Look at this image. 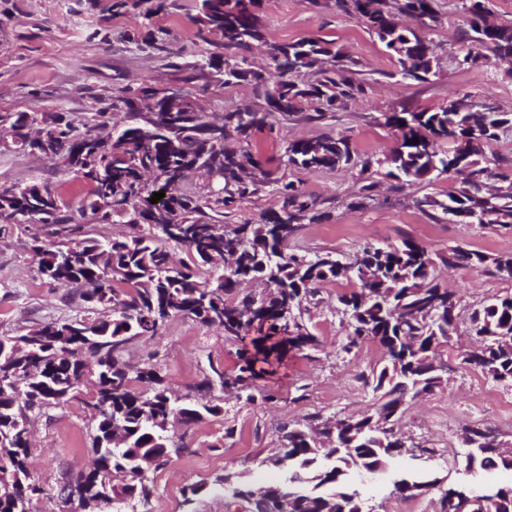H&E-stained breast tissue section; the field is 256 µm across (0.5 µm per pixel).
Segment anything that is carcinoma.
<instances>
[{
    "label": "carcinoma",
    "mask_w": 512,
    "mask_h": 512,
    "mask_svg": "<svg viewBox=\"0 0 512 512\" xmlns=\"http://www.w3.org/2000/svg\"><path fill=\"white\" fill-rule=\"evenodd\" d=\"M112 0V12L141 10L143 30L124 41L169 58L164 29L156 14L167 0ZM196 40L208 46L184 68L222 85L249 83L264 106L235 107L210 115L190 95L167 99L163 88L125 87L112 103L83 119L68 113L0 112V149L32 154L33 142L63 160L66 170L88 187L77 208L50 183H0V235L29 223L38 211L50 238L33 235L24 243L38 276L53 285L74 288L85 303L80 318L37 323L25 332L0 336V512H21L20 490L31 484L30 413L79 399L81 386L93 390L82 403L94 422L93 469L79 475L85 512H100L132 498L153 495L149 472L165 467L173 446L170 432L203 421L221 408L204 399L175 396L155 366L138 367L124 359L134 340L159 335L176 317L219 327L224 339L245 343L232 387L256 397L255 381L292 350L314 351L319 337L309 323L325 284L345 286L336 312L347 331V354L366 341L380 345L386 357L379 371L361 374L365 385L382 395L358 418L311 415L285 424L277 450L262 464L288 471V479L257 492L237 473L215 479L218 489L246 512H364L353 485L356 472L376 469L409 455L428 459L435 449L408 441L397 430L409 399L433 394L448 383V363L440 359L457 332L453 293L441 287L435 262L413 240L399 247L365 245L347 261L333 251L312 256L291 242L305 224L330 220L318 199L308 195L286 171L358 170L359 187L350 206L373 199L377 184L369 171L386 166L402 182L432 184L459 162L469 166L460 186L446 198L426 194L420 208L436 211L439 223L512 224V193L483 189L494 178L512 180V165L489 159L484 148L512 134V113L492 103L486 112L472 109V97L450 96L445 106L404 109L384 115L397 130L384 158L359 156L340 132L298 139L284 148L276 176L249 151L255 132L273 122L301 115L320 122L334 117L366 93L355 63L334 42L304 39L270 41L260 0H195ZM436 0H336V9L357 17L399 64L404 79L424 81L438 57L426 35L402 25L403 15L423 26L436 22ZM465 23L455 37L454 59L484 67L494 59H512V24L490 20L485 0H462ZM265 47L268 66L256 69L242 52ZM175 181V193L150 202L156 182ZM271 190L277 207L257 224H230L226 218L246 201ZM90 224H126L122 238L99 239ZM188 250L190 262H172L170 246ZM451 267L489 273L512 281V253L485 254L455 249L441 258ZM468 332L478 347L462 363L496 381L512 382V292L496 295L468 314ZM228 374L215 366L200 387L224 389ZM470 468L512 471L507 442L481 425L462 428ZM111 496H99L100 481ZM436 488L419 471H403L392 492L408 498ZM496 512H512V484L494 486ZM443 512H485L483 496L462 484L443 492Z\"/></svg>",
    "instance_id": "1"
}]
</instances>
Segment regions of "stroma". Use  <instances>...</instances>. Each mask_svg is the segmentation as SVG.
I'll return each instance as SVG.
<instances>
[{"label":"stroma","mask_w":512,"mask_h":512,"mask_svg":"<svg viewBox=\"0 0 512 512\" xmlns=\"http://www.w3.org/2000/svg\"><path fill=\"white\" fill-rule=\"evenodd\" d=\"M112 0H0V112H97L113 92L148 82L156 86L183 85L205 111L220 112L245 103L262 105L251 85L219 86L204 78H190L188 70L150 51L129 50L123 34L138 29L137 12L112 13ZM439 20L426 35L433 42L439 65L427 81L395 77L394 59L356 18L342 14L333 0H262L261 9L271 41H297L320 36L334 41L344 55L358 63L361 79L369 84L366 96L352 102L334 120L311 122L297 117L279 121L273 130L258 132L252 151L268 170H277L284 147L295 139L316 138L343 132L361 157L378 159L393 147L396 137L384 124L383 115L402 109L433 107L450 95L493 94L503 111L512 112V64L494 63L466 69L450 60L451 40L465 21L462 0H438ZM194 0H175L159 14L158 26L168 29L172 48L183 62L194 60L204 47L196 42ZM305 191L324 200L332 218L322 224L304 225L294 241L297 249L313 252L332 249L342 257L353 256L367 244L401 245L411 239L425 245L432 257L463 247L490 254L512 252V226H481L436 222L416 206L424 194L444 197L458 186L456 174L442 176L430 185L397 188L395 181L375 174L378 189L365 208L349 203L356 190L354 172L344 169L321 172L297 171ZM53 184L64 201L78 204L87 194L85 184L66 172L61 161L30 155L0 154V182ZM32 232L46 236L43 225ZM29 232V233H32ZM29 233L14 232L0 238V336H11L23 327L57 317L82 315L84 303L68 288L45 283L36 273L31 256L22 248ZM442 286L454 292L460 310L504 292L506 283L466 269L438 267ZM337 285L322 288V302L314 309L311 329L321 341L315 355L296 351L284 358L276 375L264 381L278 391V400L247 404L235 396L211 391L209 398L221 411L197 425L177 431L179 454L153 473V496L148 504L126 507L124 512H244L226 508L224 496L213 490L224 471L240 473L263 486L276 479L261 467V460L279 443L280 428L304 417L321 414L356 416L374 402L371 389L359 380L361 372L382 366L383 350L367 342L347 354L342 350L345 330L336 313ZM473 343L466 327H459L457 341L443 358L452 366L448 385L423 399L408 402L399 430L404 436L434 448L435 456L419 465L438 480V490L404 499L392 495L398 464L355 480L366 506L374 512H441V492L471 479L474 485L511 484V471L465 472L467 450L460 433L465 425L484 423L501 439L512 441V386L494 382L487 374L459 363L461 352ZM132 365L150 362L166 378L174 394L197 397V384L210 366L234 374L238 366L236 346L225 342L222 329L207 327L188 318H176L161 336L149 343L130 346ZM233 436H226V429ZM31 478L43 496L31 503L32 512H66L68 503L61 488L92 462L91 420L79 401L34 414L31 421ZM201 484L205 490L188 506L185 487Z\"/></svg>","instance_id":"1"}]
</instances>
